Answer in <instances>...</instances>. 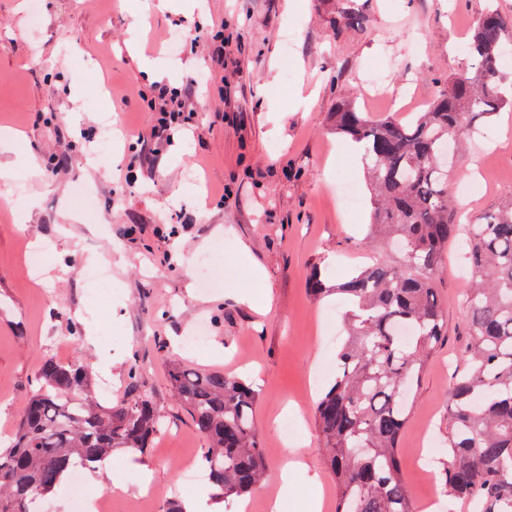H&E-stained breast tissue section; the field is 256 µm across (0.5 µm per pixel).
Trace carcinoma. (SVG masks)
Masks as SVG:
<instances>
[{"instance_id": "1", "label": "carcinoma", "mask_w": 512, "mask_h": 512, "mask_svg": "<svg viewBox=\"0 0 512 512\" xmlns=\"http://www.w3.org/2000/svg\"><path fill=\"white\" fill-rule=\"evenodd\" d=\"M336 33L363 28L341 5ZM512 49V14L488 7L469 50L478 68L448 82L423 112L406 119L373 118L341 100L331 119L336 133L361 147L374 191L372 228L390 236L402 260H379L348 281L325 286L320 269L309 277L316 296L338 294L352 309L337 353L336 376L315 417L336 478V512H416L398 460V443L426 363L445 336L432 286L448 243L464 239L477 277L465 289L471 314L466 368L448 392V458L440 461L444 488L472 512H512V206L479 220L455 210L448 190L453 164L441 154L448 140L512 108L502 77L486 80ZM129 394L103 405L91 392L80 358L41 366L9 444L0 449V512H32L77 467L90 468L121 448L145 453L164 426L138 370ZM169 383L195 432L207 443L200 463L218 495L244 496L266 474L265 448L254 421L258 389L238 376L174 366Z\"/></svg>"}]
</instances>
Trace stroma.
<instances>
[{"mask_svg": "<svg viewBox=\"0 0 512 512\" xmlns=\"http://www.w3.org/2000/svg\"><path fill=\"white\" fill-rule=\"evenodd\" d=\"M360 31L336 33V0H0V443H7L32 395L45 356L80 357L92 386L112 383L113 401L141 372L167 423L145 454L120 450L127 491L113 512H130L147 473L159 490L153 512L186 495L212 496L209 481L181 489L186 464L204 441L175 401L169 370L180 365L255 381V424L266 450L267 479L250 494L258 512L278 490L285 462L298 497L286 512H308L310 473L322 482V508L334 512L336 481L314 417L329 384L345 306L314 296L307 275L320 267L327 285L370 259H400L370 229L372 207L358 152L336 134L330 116L352 94L375 117L425 110L448 75L474 71L467 44L487 0H352ZM245 22L240 41L211 57V37ZM198 27L197 40L184 38ZM182 34L178 49L169 38ZM167 68L168 84L196 81L193 126L152 156L122 140L109 162L93 151L104 114L122 129L150 116L140 94L155 85L143 58ZM451 185L466 215L492 214L512 200V111L481 129ZM38 173L24 167L27 153ZM135 182L126 185L125 173ZM355 184L349 211L341 186ZM90 190L95 223L74 198ZM231 190L223 203L219 195ZM27 211L25 223L16 214ZM42 246L39 275L23 250ZM216 256L213 286L197 281L193 262ZM110 271L109 314L79 265ZM458 244L444 256L433 286L446 335L414 392L400 439V462L418 512L442 501L468 512L434 477L448 443L447 397L471 343L468 284ZM207 347L174 348L199 322ZM226 355L212 359L209 348Z\"/></svg>", "mask_w": 512, "mask_h": 512, "instance_id": "1", "label": "stroma"}]
</instances>
